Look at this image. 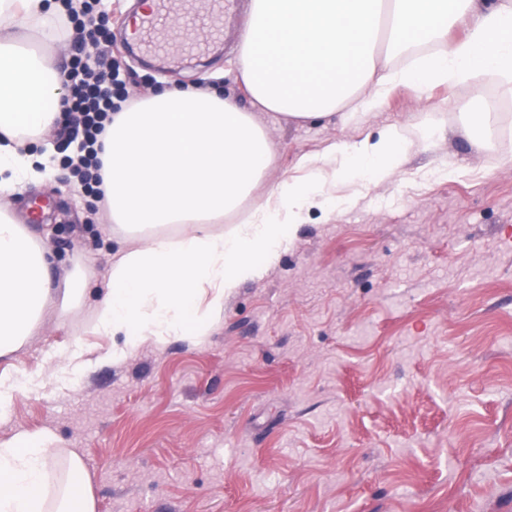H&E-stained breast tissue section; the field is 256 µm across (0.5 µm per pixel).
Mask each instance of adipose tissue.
I'll list each match as a JSON object with an SVG mask.
<instances>
[{
	"label": "adipose tissue",
	"instance_id": "obj_1",
	"mask_svg": "<svg viewBox=\"0 0 512 512\" xmlns=\"http://www.w3.org/2000/svg\"><path fill=\"white\" fill-rule=\"evenodd\" d=\"M465 16L467 35L448 32ZM60 0H0V191L52 178V145L24 149L64 108L63 77L44 46L61 42ZM237 71L262 109L295 121L344 107L374 111L401 85L469 84L488 75L512 91V0H250ZM102 142L106 198L121 246L93 331L120 336L121 360L149 341L186 331L203 337L238 285L273 264L295 225L284 211L313 205L322 161L338 160L344 180L394 174L405 144L394 128L321 157L297 162L300 177L269 192L248 220L217 232L239 209L273 159L267 129L253 113L203 87L171 86L113 113ZM43 240L0 211V358L33 336L55 304ZM52 451L40 436L0 448V512H47ZM58 512H96L88 471L71 454Z\"/></svg>",
	"mask_w": 512,
	"mask_h": 512
}]
</instances>
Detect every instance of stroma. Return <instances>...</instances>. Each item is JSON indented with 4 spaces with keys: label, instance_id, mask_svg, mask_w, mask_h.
<instances>
[{
    "label": "stroma",
    "instance_id": "obj_1",
    "mask_svg": "<svg viewBox=\"0 0 512 512\" xmlns=\"http://www.w3.org/2000/svg\"><path fill=\"white\" fill-rule=\"evenodd\" d=\"M247 4L226 0L223 35L175 69L123 51L132 0L94 11L111 21L129 95L147 76L202 82L249 112L236 69ZM494 84L400 86L349 121L260 114L275 159L255 204L334 142L393 126L405 159L373 182L324 184L347 204L305 209L203 339L149 341L118 362L122 337L88 329L119 247L108 208L62 163L1 196L53 251V288L74 274L87 282L81 301L58 304L0 359V443L46 437L48 506L75 452L97 512H512V121L488 106ZM473 108L496 147L468 139ZM36 200L50 207L34 222Z\"/></svg>",
    "mask_w": 512,
    "mask_h": 512
}]
</instances>
